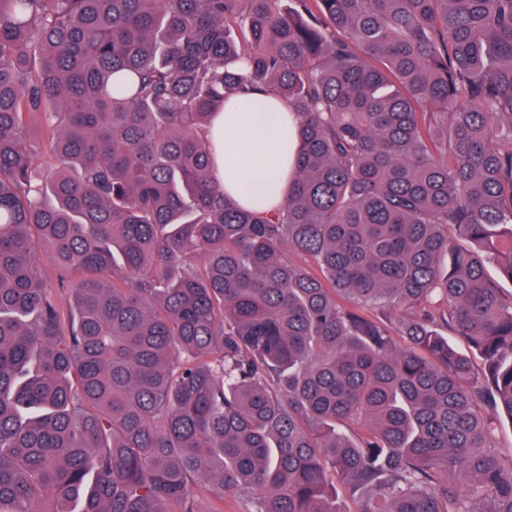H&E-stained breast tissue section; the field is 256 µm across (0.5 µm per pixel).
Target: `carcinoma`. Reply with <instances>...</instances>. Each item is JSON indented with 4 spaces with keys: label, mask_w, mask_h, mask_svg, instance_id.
<instances>
[{
    "label": "carcinoma",
    "mask_w": 512,
    "mask_h": 512,
    "mask_svg": "<svg viewBox=\"0 0 512 512\" xmlns=\"http://www.w3.org/2000/svg\"><path fill=\"white\" fill-rule=\"evenodd\" d=\"M253 92L300 119L272 216L205 135ZM493 268L512 0H0V512H512ZM198 499L200 512H246L252 508L248 497L224 496V502L212 496H200Z\"/></svg>",
    "instance_id": "cac0c4a2"
}]
</instances>
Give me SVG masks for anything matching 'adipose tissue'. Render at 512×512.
Listing matches in <instances>:
<instances>
[{
  "label": "adipose tissue",
  "instance_id": "1",
  "mask_svg": "<svg viewBox=\"0 0 512 512\" xmlns=\"http://www.w3.org/2000/svg\"><path fill=\"white\" fill-rule=\"evenodd\" d=\"M298 119L270 93L230 101L206 131L219 154L214 175L242 207L273 214L283 204L296 168Z\"/></svg>",
  "mask_w": 512,
  "mask_h": 512
}]
</instances>
